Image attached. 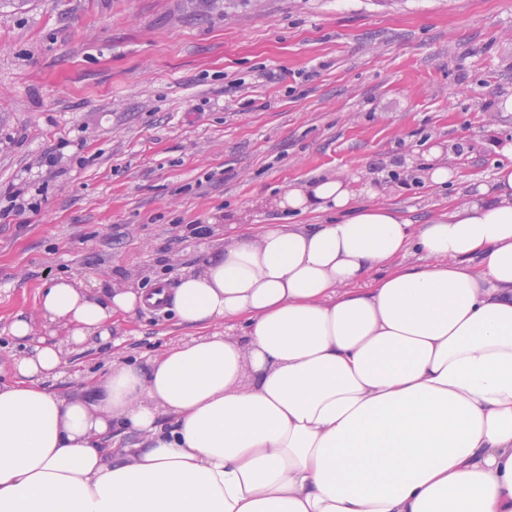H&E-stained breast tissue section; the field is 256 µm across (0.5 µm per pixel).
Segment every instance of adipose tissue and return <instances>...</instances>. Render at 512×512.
I'll return each instance as SVG.
<instances>
[{"label":"adipose tissue","instance_id":"ef3b65f1","mask_svg":"<svg viewBox=\"0 0 512 512\" xmlns=\"http://www.w3.org/2000/svg\"><path fill=\"white\" fill-rule=\"evenodd\" d=\"M423 224L343 174L155 288L59 278L0 384V512H512V143ZM418 262H410V255ZM196 330L89 397L45 388L63 344L147 306ZM66 333L57 343V330ZM140 436L115 448L116 431Z\"/></svg>","mask_w":512,"mask_h":512}]
</instances>
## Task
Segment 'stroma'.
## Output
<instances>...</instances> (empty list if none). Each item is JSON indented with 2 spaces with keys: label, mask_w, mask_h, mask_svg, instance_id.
Instances as JSON below:
<instances>
[{
  "label": "stroma",
  "mask_w": 512,
  "mask_h": 512,
  "mask_svg": "<svg viewBox=\"0 0 512 512\" xmlns=\"http://www.w3.org/2000/svg\"><path fill=\"white\" fill-rule=\"evenodd\" d=\"M511 97L512 0H0V365L50 278L152 287L231 225L279 223L317 176L423 223L492 177ZM431 142L460 169L448 187L427 182ZM116 334L48 388L191 336L159 309Z\"/></svg>",
  "instance_id": "obj_1"
}]
</instances>
